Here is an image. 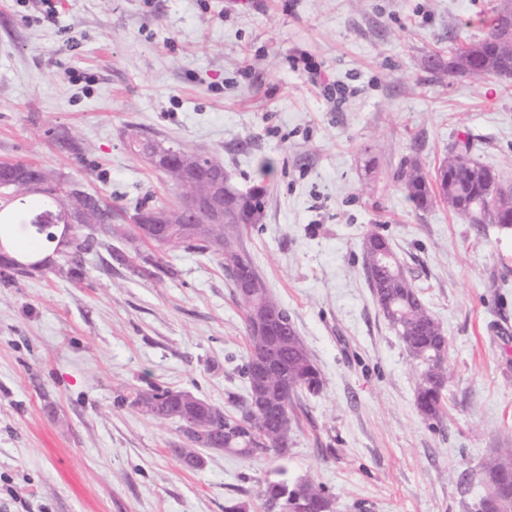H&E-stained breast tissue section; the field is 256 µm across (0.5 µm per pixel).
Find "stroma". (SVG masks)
Here are the masks:
<instances>
[{"instance_id":"1","label":"stroma","mask_w":512,"mask_h":512,"mask_svg":"<svg viewBox=\"0 0 512 512\" xmlns=\"http://www.w3.org/2000/svg\"><path fill=\"white\" fill-rule=\"evenodd\" d=\"M497 2L55 0L47 19L38 0H0V162L64 173L122 224L147 194L175 197L134 134L216 154L241 189L264 183L243 243L323 381L293 402L287 458L206 449L186 470L178 423L126 400L152 385L223 407L245 394L243 311L220 259L115 236L71 275L55 243L12 225L50 263L0 272V512H264L262 484L300 476L336 512H468L471 473L512 446V237L440 201L415 210L398 172L413 158L435 175L464 141L512 185V78L425 65L479 40ZM372 231L448 338L443 421L418 413L414 363L369 287ZM117 251L173 273L142 278Z\"/></svg>"}]
</instances>
